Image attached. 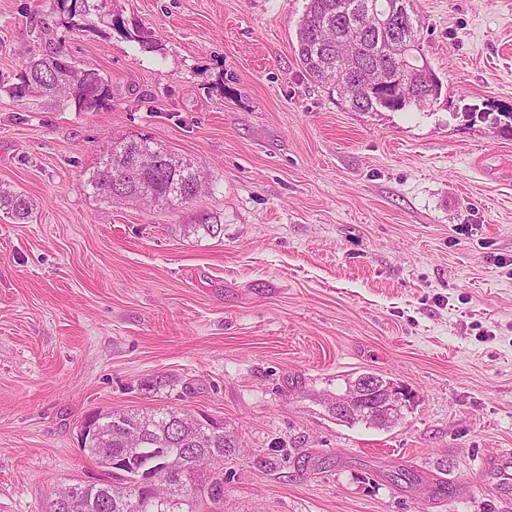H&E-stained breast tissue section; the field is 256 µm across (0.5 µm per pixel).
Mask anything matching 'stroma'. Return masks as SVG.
<instances>
[{
    "label": "stroma",
    "mask_w": 512,
    "mask_h": 512,
    "mask_svg": "<svg viewBox=\"0 0 512 512\" xmlns=\"http://www.w3.org/2000/svg\"><path fill=\"white\" fill-rule=\"evenodd\" d=\"M306 4L108 0L125 31L89 33L0 0V186L35 204L0 213V512L103 478L85 416L159 406L236 436L224 512H512L481 470L512 448V0H415L442 90L395 112L304 72ZM59 46L111 82L97 111L5 93ZM139 134L205 191L88 194ZM362 373L406 392L399 424L332 413Z\"/></svg>",
    "instance_id": "obj_1"
}]
</instances>
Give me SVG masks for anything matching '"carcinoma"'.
Returning a JSON list of instances; mask_svg holds the SVG:
<instances>
[{
    "label": "carcinoma",
    "instance_id": "cac0c4a2",
    "mask_svg": "<svg viewBox=\"0 0 512 512\" xmlns=\"http://www.w3.org/2000/svg\"><path fill=\"white\" fill-rule=\"evenodd\" d=\"M106 0H56V10L67 26L78 31L97 30L96 22L121 28L120 18H105ZM396 16L411 23L414 30L405 45L394 41L386 30H362L360 19L367 9ZM420 20L413 0H308L297 29L298 59L315 82L326 84L349 102L355 112L402 111L417 105H384L382 94L399 92L400 62L406 55L423 58L420 48ZM70 60L63 46L29 62L19 82L8 88L17 99L51 97L61 106L74 105L78 112L98 110L112 95L108 79L94 69L69 70ZM422 92L435 100L442 83L434 72L423 75ZM84 184L92 194L108 179L120 177L122 187L108 192L109 202L134 201L145 205L175 208L202 191L201 171L191 161L173 155L146 135L126 136L112 141L94 166L84 173ZM0 210L14 220L29 219L33 208L24 195L0 189ZM121 416L141 434V443L128 441L126 434L110 427L109 418ZM107 435L96 441L84 440V448L107 469L108 478L96 484H80L72 502L51 500L49 512H224V456L235 451L238 441L220 422L198 424L184 410L158 407L150 411H112L98 414ZM181 461V468L193 474L188 489L177 478L148 482L159 470L155 458L139 453L157 443ZM124 468L116 470L114 460Z\"/></svg>",
    "mask_w": 512,
    "mask_h": 512
}]
</instances>
